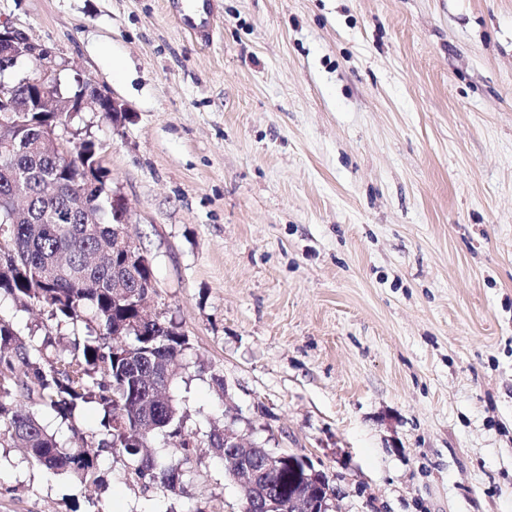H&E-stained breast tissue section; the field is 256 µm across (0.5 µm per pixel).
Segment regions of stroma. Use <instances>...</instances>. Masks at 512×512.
Wrapping results in <instances>:
<instances>
[{"mask_svg": "<svg viewBox=\"0 0 512 512\" xmlns=\"http://www.w3.org/2000/svg\"><path fill=\"white\" fill-rule=\"evenodd\" d=\"M0 0L41 45L189 339L185 432L306 457L335 512H512V0ZM22 336L52 332L0 295ZM223 377L230 404L219 399ZM95 499L0 442V512H240L218 454ZM88 89L85 93L78 97L68 99L67 112L64 113L60 118H66L69 112V117L73 113L81 112L84 104L91 102L94 104L96 112H101L104 116L105 113H109L112 116V123L118 124L126 118L127 108L124 104L117 101L110 93L105 90H101L96 86L91 87L88 85Z\"/></svg>", "mask_w": 512, "mask_h": 512, "instance_id": "1", "label": "stroma"}]
</instances>
